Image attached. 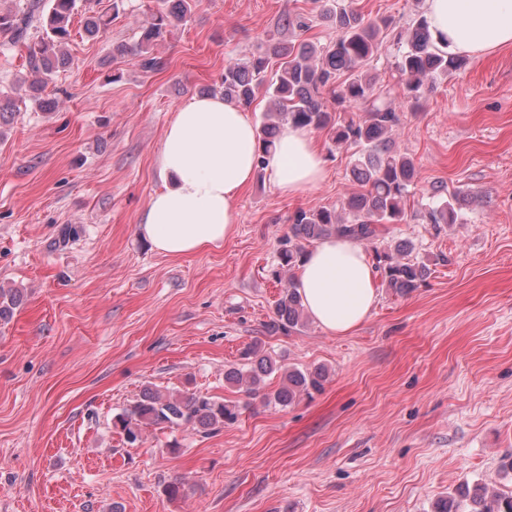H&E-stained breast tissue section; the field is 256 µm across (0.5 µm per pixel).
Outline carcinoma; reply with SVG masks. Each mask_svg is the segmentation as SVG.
Here are the masks:
<instances>
[{"label":"carcinoma","instance_id":"cac0c4a2","mask_svg":"<svg viewBox=\"0 0 512 512\" xmlns=\"http://www.w3.org/2000/svg\"><path fill=\"white\" fill-rule=\"evenodd\" d=\"M198 0H159V6L140 26L132 44L112 46V60L133 61L146 74L161 67L156 48L171 32L186 25ZM124 0H112V13L94 10L85 0L83 30L89 37L102 35L119 15ZM78 14V0H27L16 10L0 11V46L18 42L27 50L30 81L28 99L42 102L49 82L71 64L64 49ZM336 29V40L322 45L302 38L311 29L312 19L304 13L284 14L276 33L245 61L224 66L220 83L209 91L247 109L259 94L268 98L270 108L258 127L262 151L269 150L282 128L288 124L325 132L336 147L355 149L350 174L359 190L340 204L317 210L296 209L288 216V233L280 239L279 267L272 278L288 277L274 308L269 327L292 332L306 326L308 315L292 276L302 262L307 247L333 235L348 237L372 247L382 283L397 294H406L426 281L429 265L415 257L407 241L379 244L384 225L403 224L409 214L407 198L415 189L414 160L398 151L393 135L401 123L394 103L373 94L374 76L369 67L381 50L382 34L388 27L383 18H367L344 0H325L320 12ZM39 34L30 37L31 28ZM464 57L437 46L427 14H415L406 34L397 37V54L391 63L393 76L402 88L403 101L416 108L426 90L437 79L457 70ZM364 115L359 116L356 111ZM424 218L431 224H453L457 212L440 197ZM15 289L0 287V319L8 317L19 303ZM279 378V386L264 391L265 379ZM326 371L322 367L301 370L262 352L257 343L243 354V363L224 370V381L245 388L250 395H262L270 405L287 407L303 396L322 388ZM239 406L201 392L174 393L145 386L138 397L112 418V426L125 442L134 444L144 431L190 429L206 437L238 419ZM434 512H512V490H501L482 482H462L453 496L442 498Z\"/></svg>","mask_w":512,"mask_h":512}]
</instances>
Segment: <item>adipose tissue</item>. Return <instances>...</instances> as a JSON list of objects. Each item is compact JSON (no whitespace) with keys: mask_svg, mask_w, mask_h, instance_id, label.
<instances>
[{"mask_svg":"<svg viewBox=\"0 0 512 512\" xmlns=\"http://www.w3.org/2000/svg\"><path fill=\"white\" fill-rule=\"evenodd\" d=\"M434 39L449 52L483 54L512 45V0H427ZM163 186L138 226L141 236L178 257L227 240L239 217L237 200L264 169L282 195L317 186L325 169L316 140L285 127L260 154L250 116L234 103L196 96L175 112L158 158ZM311 319L344 335L373 310L377 293L369 254L354 240L332 236L311 249L297 274Z\"/></svg>","mask_w":512,"mask_h":512,"instance_id":"obj_1","label":"adipose tissue"}]
</instances>
